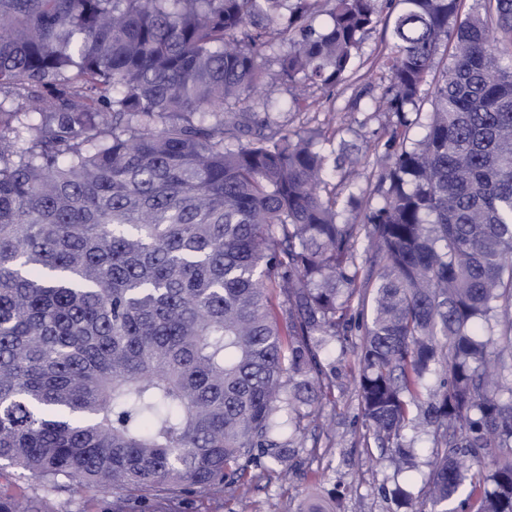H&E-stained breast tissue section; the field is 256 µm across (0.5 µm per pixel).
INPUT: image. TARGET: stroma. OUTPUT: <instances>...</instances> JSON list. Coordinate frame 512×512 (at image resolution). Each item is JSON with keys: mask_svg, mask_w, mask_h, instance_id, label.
<instances>
[{"mask_svg": "<svg viewBox=\"0 0 512 512\" xmlns=\"http://www.w3.org/2000/svg\"><path fill=\"white\" fill-rule=\"evenodd\" d=\"M390 49L388 29L377 25L362 44L363 67L330 97L322 98L318 107V119L327 125L320 150L327 155L339 149L346 152V165L330 181L349 219L356 215L348 203L350 196L374 205L382 200L376 158L386 151L397 118L375 111L374 101L387 83L378 59ZM361 341L356 334L347 342L345 355L336 362V375L329 380L331 389L321 401V417L307 422L302 446L289 461L287 472L241 481L221 497L199 494L189 504H170L167 512H267L272 502L278 504L279 512H303L311 501L322 512H405L389 494L398 484L414 500H423L424 482L436 453L432 430L423 424L406 430L404 445L412 454L413 466L396 472L390 458L376 448L361 416L355 382Z\"/></svg>", "mask_w": 512, "mask_h": 512, "instance_id": "35a3bbf8", "label": "stroma"}]
</instances>
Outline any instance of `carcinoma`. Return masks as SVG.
Instances as JSON below:
<instances>
[{
	"label": "carcinoma",
	"mask_w": 512,
	"mask_h": 512,
	"mask_svg": "<svg viewBox=\"0 0 512 512\" xmlns=\"http://www.w3.org/2000/svg\"><path fill=\"white\" fill-rule=\"evenodd\" d=\"M378 2L0 0V466L33 480L0 512L92 491L160 512L288 464L357 330L361 415L392 456L439 379L416 512H450L466 481L476 512H512V0H385L383 110L417 107L452 54L359 224L315 135L251 99L284 86L301 110L346 81ZM441 69L438 68L436 71L431 73L427 78V82L422 86L421 103L417 112H409L408 118L412 121L409 127L407 136V146H411L412 143H416L421 140L425 134V126L429 121V113L432 110V101L434 98V90L437 81L441 78Z\"/></svg>",
	"instance_id": "cac0c4a2"
}]
</instances>
